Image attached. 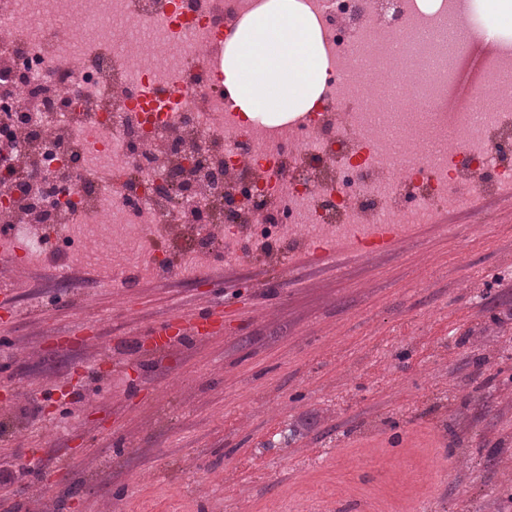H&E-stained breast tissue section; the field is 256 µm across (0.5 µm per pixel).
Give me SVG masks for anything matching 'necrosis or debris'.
Returning <instances> with one entry per match:
<instances>
[{
  "label": "necrosis or debris",
  "mask_w": 512,
  "mask_h": 512,
  "mask_svg": "<svg viewBox=\"0 0 512 512\" xmlns=\"http://www.w3.org/2000/svg\"><path fill=\"white\" fill-rule=\"evenodd\" d=\"M258 0H183L188 27L173 25L165 0H0V64L25 70L29 85L45 97L15 93V81L0 80V128L25 124L42 145L30 186L64 187L55 223L78 248L83 262L136 252L137 263L160 267L164 259L145 253L156 224L221 221L226 241L248 219L255 240L284 249L311 231L342 223L348 199L360 212L377 210L387 188L377 183L394 140L417 151L416 170L425 177L407 214L419 218L448 193L468 184L451 182L448 166L472 169L476 180L512 178V166L483 161L476 145L493 111L512 107V84L497 78L490 62L477 90L487 110L477 114L457 104L446 118L448 45L425 42L448 15L447 0H305L322 26L327 61L326 90L304 124L244 123L217 80L219 46ZM182 98L152 109L173 84ZM104 97L113 106L89 110ZM350 98V121L359 137L351 144L325 119L341 98ZM187 129V144L156 141L171 128ZM464 138L471 149L448 161L431 154L433 142ZM341 161L338 186L308 172V161ZM238 171L235 210L216 217L221 186L206 194L182 191L209 172Z\"/></svg>",
  "instance_id": "necrosis-or-debris-1"
}]
</instances>
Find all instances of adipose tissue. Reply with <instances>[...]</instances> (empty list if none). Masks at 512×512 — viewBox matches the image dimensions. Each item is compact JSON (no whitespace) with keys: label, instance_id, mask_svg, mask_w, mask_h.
I'll use <instances>...</instances> for the list:
<instances>
[{"label":"adipose tissue","instance_id":"1","mask_svg":"<svg viewBox=\"0 0 512 512\" xmlns=\"http://www.w3.org/2000/svg\"><path fill=\"white\" fill-rule=\"evenodd\" d=\"M224 85L236 109L272 123L310 109L326 86L319 25L302 0H262L224 43Z\"/></svg>","mask_w":512,"mask_h":512}]
</instances>
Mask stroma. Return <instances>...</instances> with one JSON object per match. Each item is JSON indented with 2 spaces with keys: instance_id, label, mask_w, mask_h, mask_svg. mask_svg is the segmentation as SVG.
<instances>
[{
  "instance_id": "stroma-1",
  "label": "stroma",
  "mask_w": 512,
  "mask_h": 512,
  "mask_svg": "<svg viewBox=\"0 0 512 512\" xmlns=\"http://www.w3.org/2000/svg\"><path fill=\"white\" fill-rule=\"evenodd\" d=\"M481 208L337 273L257 252L124 288L88 265L59 287L70 256L0 274L24 311L0 309V469L33 471L0 512H512V211ZM273 262L294 270L266 280ZM214 304L222 335L138 361L154 322Z\"/></svg>"
}]
</instances>
